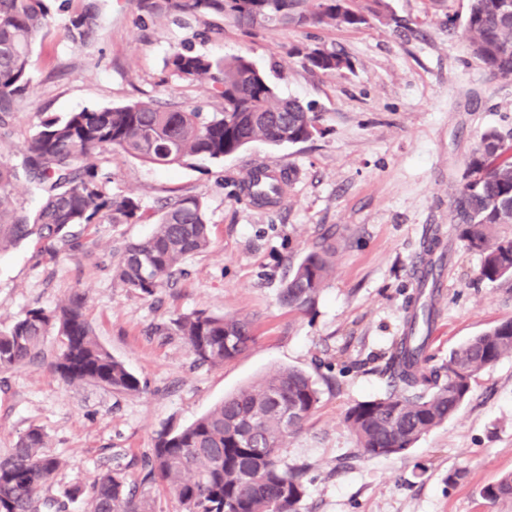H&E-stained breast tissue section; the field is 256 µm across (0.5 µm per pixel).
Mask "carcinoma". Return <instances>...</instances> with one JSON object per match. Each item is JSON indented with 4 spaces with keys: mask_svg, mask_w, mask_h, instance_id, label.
<instances>
[{
    "mask_svg": "<svg viewBox=\"0 0 512 512\" xmlns=\"http://www.w3.org/2000/svg\"><path fill=\"white\" fill-rule=\"evenodd\" d=\"M150 19L182 22L181 13L198 19L219 14L237 24L357 27L365 19L342 0H137ZM98 16L97 0H80L69 18L72 42L88 44ZM46 0H0V126L7 123L16 99L31 85L32 43L48 33ZM462 36L474 57L492 74L512 79V0H470ZM303 56L311 71L340 73L351 69L341 53L316 47L287 50ZM164 68L174 79L203 83L222 101L210 116L197 109L133 101L85 108L64 118H50L32 137L24 170L42 192L32 215L13 201L18 173L0 162V251L30 238L48 251L80 247L76 228L104 219L135 224L143 218L131 197L111 194L110 176L101 173L97 155L109 150L145 163L181 166L195 157L218 160L255 141L271 146L296 144L322 133L321 113L311 105L281 95L269 77L246 55L214 59L190 47L173 49ZM252 202H276L284 183L259 185L248 178ZM455 235L467 249L482 255L479 277L495 282L512 276V237L498 227L512 224V140L495 131L483 133L466 162L462 181L451 197ZM205 205L195 196L168 203L153 234L124 247L112 265L123 285L151 295L184 273L186 259L208 248ZM329 246L314 245L289 266L281 303L308 311L315 304L329 267ZM85 293L74 291L52 309L32 307L0 330V373L44 358L46 337H61L52 369L67 383L94 382L118 392L140 390L138 377L95 339L85 317ZM433 306L415 305L407 328L395 341L388 360L392 391L359 402L345 412L363 456L404 454L423 436L448 421L471 392L473 377L512 356V318L468 339L448 357L445 380L427 367V337L420 324L432 322ZM195 360L219 366L254 343L250 321L242 316L194 313L173 321ZM319 402L314 381L296 368H279L224 398L187 426L161 432L144 461L146 476L159 479L174 497L178 512H297L305 495L303 472L284 467L280 450L288 434L312 415ZM45 434L33 427L10 455L0 458V512H68L69 504L87 497V512H153L122 471L98 472L89 484L61 496L46 489L60 461L43 452ZM490 500L512 497V473L483 488Z\"/></svg>",
    "mask_w": 512,
    "mask_h": 512,
    "instance_id": "carcinoma-1",
    "label": "carcinoma"
}]
</instances>
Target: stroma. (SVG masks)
Returning a JSON list of instances; mask_svg holds the SVG:
<instances>
[{
	"label": "stroma",
	"instance_id": "stroma-1",
	"mask_svg": "<svg viewBox=\"0 0 512 512\" xmlns=\"http://www.w3.org/2000/svg\"><path fill=\"white\" fill-rule=\"evenodd\" d=\"M61 2H49L51 30L33 44L32 84L0 131V161L21 165L43 120L85 108L152 99L219 111L206 86L164 71V57L183 44L215 58L248 55L283 95L314 103L325 132L173 168L102 153L97 164L112 178L110 193L136 199L145 222L90 225L83 250L54 257L34 240L1 251L0 328L30 307L51 309L86 291L98 342L143 389L72 385L46 362L0 373V457L36 426L45 453L61 462L50 495L119 468L156 512H174L166 488L142 480L140 461L158 433L190 424L277 368L296 367L313 377L320 397L281 453L283 464L306 470L298 512H512V499L480 494L512 472V356L478 373L460 410L405 454L360 456L343 422L349 407L390 390L383 368L416 293L414 260L433 229L443 233L446 270L427 345L431 365L512 317V278L479 280L480 255L452 231L451 195L480 134L512 135V81L493 77L460 37L469 0H354L367 18L357 28L228 23L218 39L204 37L195 21L143 22L136 0H98L94 37L82 47L68 37ZM291 46L336 49L352 67L309 71L286 55ZM256 167L276 169L286 183L274 206L253 204L243 189ZM181 196L204 202L209 248L151 296L113 279L117 252L149 237L161 208ZM324 239L335 252L316 304L290 310L280 302L288 263ZM193 312L247 317L255 341L223 366L197 364L180 336L155 332ZM458 469L463 477L449 481Z\"/></svg>",
	"mask_w": 512,
	"mask_h": 512
}]
</instances>
